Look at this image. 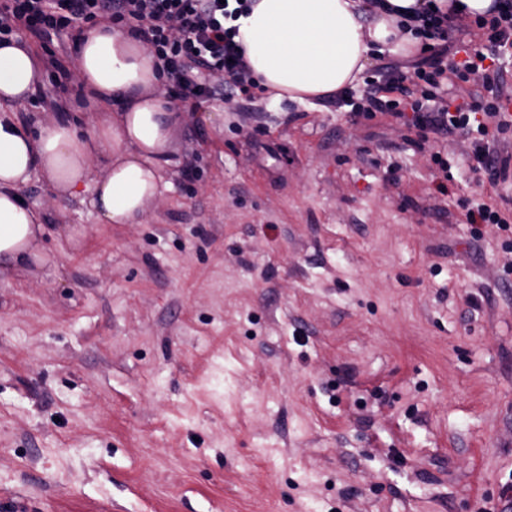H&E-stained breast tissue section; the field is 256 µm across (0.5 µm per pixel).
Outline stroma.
Here are the masks:
<instances>
[{"mask_svg": "<svg viewBox=\"0 0 512 512\" xmlns=\"http://www.w3.org/2000/svg\"><path fill=\"white\" fill-rule=\"evenodd\" d=\"M219 109L143 223L27 185L51 263L0 276V512H503L512 228L463 204L512 185L386 112ZM465 216L468 224L476 226V233L479 232L478 227L484 224H493L503 230H506L507 225L511 224L507 218L502 216L501 211L497 207L485 203L467 207Z\"/></svg>", "mask_w": 512, "mask_h": 512, "instance_id": "1", "label": "stroma"}]
</instances>
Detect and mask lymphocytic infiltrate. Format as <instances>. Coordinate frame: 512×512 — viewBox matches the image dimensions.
<instances>
[{"label":"lymphocytic infiltrate","mask_w":512,"mask_h":512,"mask_svg":"<svg viewBox=\"0 0 512 512\" xmlns=\"http://www.w3.org/2000/svg\"><path fill=\"white\" fill-rule=\"evenodd\" d=\"M496 15L477 20L484 50L458 57L441 48L411 67L390 62L380 67L355 103L356 112L411 115L415 125L447 136L462 131L472 138L475 171L491 186L512 182V153L501 136L512 132V84L501 61L512 55V0H499ZM251 0L228 7L221 0H0V41L23 33L41 46L42 64L52 81L66 86L72 75L62 60L59 37L86 22L124 24L149 44L170 80V98L184 103L220 100L224 95L252 97L256 83L236 41V21ZM481 74L490 96L451 105L440 94L443 81Z\"/></svg>","instance_id":"obj_1"}]
</instances>
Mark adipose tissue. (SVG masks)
<instances>
[{
    "label": "adipose tissue",
    "instance_id": "1",
    "mask_svg": "<svg viewBox=\"0 0 512 512\" xmlns=\"http://www.w3.org/2000/svg\"><path fill=\"white\" fill-rule=\"evenodd\" d=\"M384 3L370 14L364 0H253L238 41L259 84L311 104L356 85L373 53L417 54L421 39L401 34L399 23L425 4L472 20L495 9V0ZM74 66L95 103L93 119L81 126L56 117L30 128L17 110L44 86L37 59L26 43L0 44V270L50 262L41 245L48 226L24 197L32 177L59 197L94 182L92 204L104 224L142 223L162 193L172 132L184 117L159 95L164 77L143 39L94 27L79 37Z\"/></svg>",
    "mask_w": 512,
    "mask_h": 512
}]
</instances>
